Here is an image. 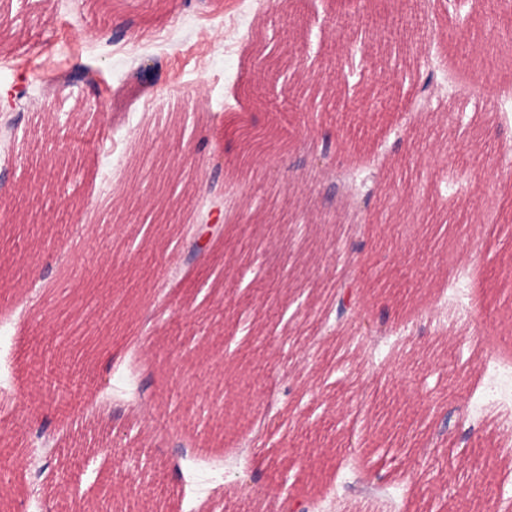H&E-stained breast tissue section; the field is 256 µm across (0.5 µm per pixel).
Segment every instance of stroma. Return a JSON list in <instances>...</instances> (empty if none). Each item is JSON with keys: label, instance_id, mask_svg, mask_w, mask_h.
Segmentation results:
<instances>
[{"label": "stroma", "instance_id": "35a3bbf8", "mask_svg": "<svg viewBox=\"0 0 512 512\" xmlns=\"http://www.w3.org/2000/svg\"><path fill=\"white\" fill-rule=\"evenodd\" d=\"M443 36L411 48L365 41L339 12L400 17L402 0H0V173L29 189L0 209L34 207L39 223H0V446L23 448L0 472V512H280L293 489L306 512H369L376 494L336 461L369 448L371 477L393 499L379 512H486L487 475L512 498V64L465 68L474 38L462 0H418ZM133 19L127 32L117 25ZM292 53L299 71L246 94L257 41ZM160 62L146 86L132 75ZM93 82L66 81L75 65ZM430 72L428 112L341 141L339 113L318 118L298 99L337 84L349 104L412 90ZM479 79L488 102L456 87ZM175 97L189 111L147 133L145 105ZM257 114L288 141L276 166L251 178L254 207L313 210L299 228L225 224L206 261L183 257V223L206 216L240 150L224 124ZM330 141L335 167L371 163L376 222L366 224L354 276L336 261L354 236L327 181L305 165L307 144ZM203 163L196 175L195 163ZM111 205L109 223L80 218ZM364 318L322 328L337 287ZM478 301L480 324L440 325L420 311ZM155 332L138 371L113 368L144 318ZM95 388L79 419L59 428V372ZM148 384L166 426L153 437L131 406ZM288 389L270 435H218L224 407L255 413ZM362 402L353 421L348 407ZM478 422L469 439L458 412ZM53 446L85 438L67 466Z\"/></svg>", "mask_w": 512, "mask_h": 512}]
</instances>
